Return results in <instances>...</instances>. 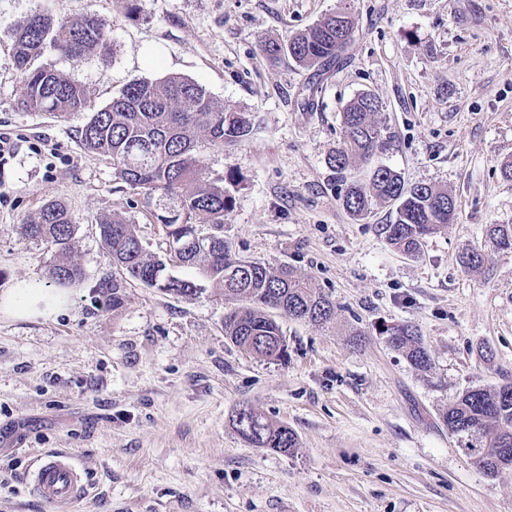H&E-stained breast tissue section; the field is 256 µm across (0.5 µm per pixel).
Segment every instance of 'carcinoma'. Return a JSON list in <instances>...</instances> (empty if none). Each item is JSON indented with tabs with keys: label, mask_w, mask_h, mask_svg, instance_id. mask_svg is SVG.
Returning a JSON list of instances; mask_svg holds the SVG:
<instances>
[{
	"label": "carcinoma",
	"mask_w": 512,
	"mask_h": 512,
	"mask_svg": "<svg viewBox=\"0 0 512 512\" xmlns=\"http://www.w3.org/2000/svg\"><path fill=\"white\" fill-rule=\"evenodd\" d=\"M356 26L348 9L325 17L288 43L268 41L263 53L278 61L288 58L299 66L323 70L341 60ZM54 50L72 59L106 60L108 35L98 18L87 14L75 21L55 22L34 14L12 35V52L21 75L18 104L24 110L64 119L83 112V88L49 65L33 61ZM381 101L362 92L350 100L341 123L342 138L328 157V166L344 175L353 163L370 160L385 147L378 120ZM253 129L251 113L227 108L198 83L177 75L137 80L127 85L102 109L92 113L78 131L83 149L112 160L116 177L151 198L160 192L168 210L156 215L168 238L170 261L195 268L210 286L234 303L224 314V336L250 354L269 361L288 358V343L272 315L327 326L336 319V305L313 285L284 267L266 265L233 251L224 239V214L233 204L219 181L207 175L196 155L206 141L218 148L240 142ZM396 205V219L380 226L386 242L401 254L415 258L428 237L453 223L456 201L448 189L432 183L407 184L401 172L387 166L373 168L366 182L345 181L343 206L356 218L370 213L373 203ZM205 224L209 232H198ZM75 227L66 206L58 200L44 203L20 224L23 238L45 241L57 257L45 271L50 285L65 286L81 276L69 259ZM99 234L112 256L119 277L104 283L112 288V308L123 303V288L136 282L167 294L189 296L202 290L191 279L167 272V262L149 252L136 225L119 216L99 222ZM490 238L500 249H512V224H492ZM389 348L401 353L419 372L428 374L433 359L418 329L409 323L382 330ZM442 425L458 446L474 457L492 480L512 473V382L494 390L474 388L457 396L440 415ZM236 431L256 448L288 453L297 447L294 431L275 426L249 406L235 412Z\"/></svg>",
	"instance_id": "obj_1"
}]
</instances>
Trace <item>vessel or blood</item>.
I'll return each mask as SVG.
<instances>
[{
    "mask_svg": "<svg viewBox=\"0 0 512 512\" xmlns=\"http://www.w3.org/2000/svg\"><path fill=\"white\" fill-rule=\"evenodd\" d=\"M28 488L54 512H66L84 495L87 484L79 461L72 454L53 450L38 460L30 473Z\"/></svg>",
    "mask_w": 512,
    "mask_h": 512,
    "instance_id": "b4317fda",
    "label": "vessel or blood"
}]
</instances>
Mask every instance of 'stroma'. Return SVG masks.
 <instances>
[{
    "mask_svg": "<svg viewBox=\"0 0 512 512\" xmlns=\"http://www.w3.org/2000/svg\"><path fill=\"white\" fill-rule=\"evenodd\" d=\"M0 0V289L42 280L50 246L19 224L49 200L75 225L80 278L66 310L37 320L0 313V512H51L27 489L34 461L76 453L90 484L71 512H512V475L493 480L441 424L462 391L512 382V250L486 229L512 224V0ZM356 19L339 63L316 72L270 61L282 43L337 9ZM41 13H93L108 61L41 57L81 85L86 111L56 119L17 107L11 34ZM177 74L217 102L254 115L250 136L199 143L208 175L234 204L224 236L241 256L292 268L336 304L325 328L280 318L288 359L269 363L224 334L229 309L204 290L176 296L127 284L120 308L102 285L112 258L97 223L119 215L167 257L145 200L110 159L81 148L77 130L129 83ZM383 103L389 145L351 179L387 165L410 183L446 186L453 224L420 256L379 232L396 208L366 219L343 206L328 167L341 114L358 93ZM346 177V178H347ZM475 250L483 264L460 263ZM417 326L434 368L415 370L380 330ZM361 339H353V332ZM247 404L298 439L290 453L257 448L232 426Z\"/></svg>",
    "mask_w": 512,
    "mask_h": 512,
    "instance_id": "1",
    "label": "stroma"
}]
</instances>
